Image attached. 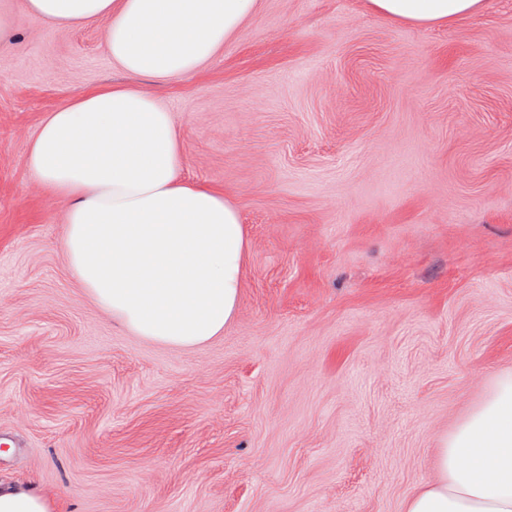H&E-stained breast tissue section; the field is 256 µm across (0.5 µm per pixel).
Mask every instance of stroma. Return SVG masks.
<instances>
[{
	"mask_svg": "<svg viewBox=\"0 0 512 512\" xmlns=\"http://www.w3.org/2000/svg\"><path fill=\"white\" fill-rule=\"evenodd\" d=\"M196 74L140 79L249 246L190 348L72 277L42 118L131 78L108 22L0 46V490L65 512H403L512 371V0L420 27L368 0H258Z\"/></svg>",
	"mask_w": 512,
	"mask_h": 512,
	"instance_id": "35a3bbf8",
	"label": "stroma"
}]
</instances>
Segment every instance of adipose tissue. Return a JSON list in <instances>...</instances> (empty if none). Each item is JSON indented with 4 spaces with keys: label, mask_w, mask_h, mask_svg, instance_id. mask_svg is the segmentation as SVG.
<instances>
[{
    "label": "adipose tissue",
    "mask_w": 512,
    "mask_h": 512,
    "mask_svg": "<svg viewBox=\"0 0 512 512\" xmlns=\"http://www.w3.org/2000/svg\"><path fill=\"white\" fill-rule=\"evenodd\" d=\"M377 14L430 27L484 0H368ZM257 0H0V45L22 22L73 29L105 18L108 53L134 76H190L212 61ZM171 112L143 89L73 95L42 120L27 164L69 203L61 245L74 279L113 319L150 341L203 344L235 316L248 242L222 192L188 182ZM404 512H512V372L439 445L437 478Z\"/></svg>",
    "instance_id": "ef3b65f1"
}]
</instances>
